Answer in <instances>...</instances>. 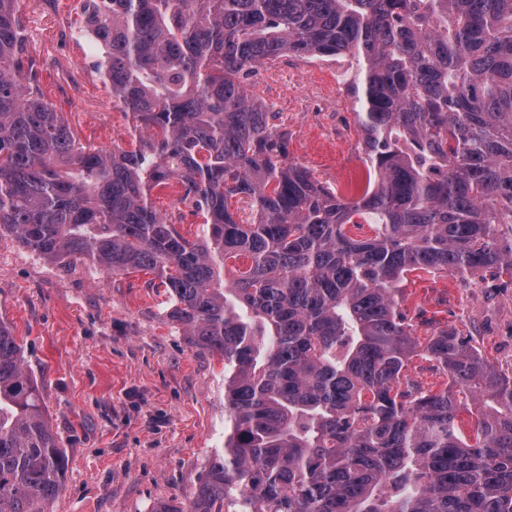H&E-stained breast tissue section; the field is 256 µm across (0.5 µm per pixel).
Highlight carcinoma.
<instances>
[{
	"label": "carcinoma",
	"instance_id": "1",
	"mask_svg": "<svg viewBox=\"0 0 512 512\" xmlns=\"http://www.w3.org/2000/svg\"><path fill=\"white\" fill-rule=\"evenodd\" d=\"M0 0V232L50 261L147 271L224 362L233 420L154 512H512V372L418 335L409 273L512 279V0H84L133 150L79 144ZM350 55L367 187L290 162L246 79ZM191 240L151 202L171 183ZM369 226L355 234L351 228ZM68 459L0 323V512H47Z\"/></svg>",
	"mask_w": 512,
	"mask_h": 512
}]
</instances>
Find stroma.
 Wrapping results in <instances>:
<instances>
[{
	"label": "stroma",
	"mask_w": 512,
	"mask_h": 512,
	"mask_svg": "<svg viewBox=\"0 0 512 512\" xmlns=\"http://www.w3.org/2000/svg\"><path fill=\"white\" fill-rule=\"evenodd\" d=\"M28 51L46 95L86 146L131 148L130 118L81 40L77 0H17ZM285 134L288 158L321 181L358 196L368 177L354 128V103L336 79L305 58L284 55L247 81ZM142 272L109 274L80 258L49 261L0 234V322L24 348L68 467L48 512H153L187 500L231 422L224 364L198 352L167 317L169 298ZM403 303L433 327L472 337L494 365L511 368L512 285L490 288L446 274L411 273Z\"/></svg>",
	"instance_id": "obj_1"
}]
</instances>
